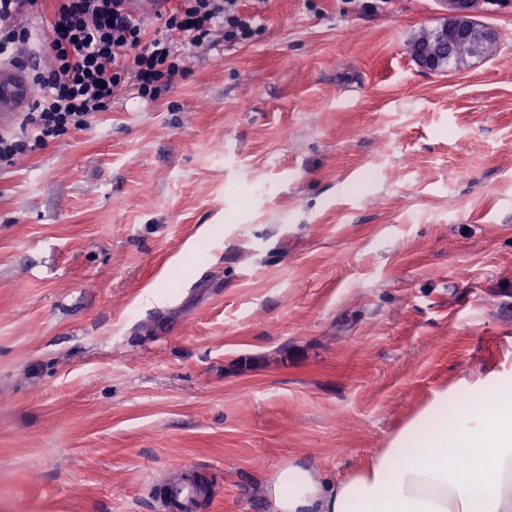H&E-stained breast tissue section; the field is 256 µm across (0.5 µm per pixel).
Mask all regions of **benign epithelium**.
Wrapping results in <instances>:
<instances>
[{
  "mask_svg": "<svg viewBox=\"0 0 512 512\" xmlns=\"http://www.w3.org/2000/svg\"><path fill=\"white\" fill-rule=\"evenodd\" d=\"M444 13L433 36L443 48V58L453 57L455 49L467 45L474 53L482 44L495 40V34L477 16V0H441Z\"/></svg>",
  "mask_w": 512,
  "mask_h": 512,
  "instance_id": "1",
  "label": "benign epithelium"
}]
</instances>
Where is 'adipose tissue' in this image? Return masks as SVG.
<instances>
[{
  "label": "adipose tissue",
  "mask_w": 512,
  "mask_h": 512,
  "mask_svg": "<svg viewBox=\"0 0 512 512\" xmlns=\"http://www.w3.org/2000/svg\"><path fill=\"white\" fill-rule=\"evenodd\" d=\"M435 393L388 443L346 477L288 462L266 485L274 512H512V374H492L449 407ZM465 470L448 466L449 454Z\"/></svg>",
  "instance_id": "obj_1"
}]
</instances>
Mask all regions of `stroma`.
I'll return each instance as SVG.
<instances>
[{"instance_id":"35a3bbf8","label":"stroma","mask_w":512,"mask_h":512,"mask_svg":"<svg viewBox=\"0 0 512 512\" xmlns=\"http://www.w3.org/2000/svg\"><path fill=\"white\" fill-rule=\"evenodd\" d=\"M154 102L0 168V512H272L432 398L512 371V0L432 72L440 0H241ZM164 314L157 330L152 317ZM174 470L178 475L164 487L162 509L164 512H190L198 498L208 493V489L194 481L193 465L181 463Z\"/></svg>"}]
</instances>
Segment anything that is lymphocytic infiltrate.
<instances>
[{
    "mask_svg": "<svg viewBox=\"0 0 512 512\" xmlns=\"http://www.w3.org/2000/svg\"><path fill=\"white\" fill-rule=\"evenodd\" d=\"M34 15L46 24L51 65L32 76L42 94L20 132L0 133V165L86 129L120 90L157 100L184 75V46L212 43L218 33L227 45L245 44L257 32L239 0H176L152 36L125 0H0L1 58L22 55L30 39L24 20Z\"/></svg>",
    "mask_w": 512,
    "mask_h": 512,
    "instance_id": "lymphocytic-infiltrate-1",
    "label": "lymphocytic infiltrate"
}]
</instances>
